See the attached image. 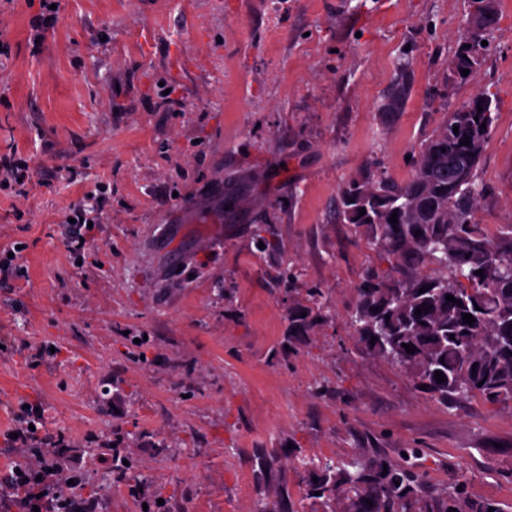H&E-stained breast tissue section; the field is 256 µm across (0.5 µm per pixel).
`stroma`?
I'll return each mask as SVG.
<instances>
[{
    "label": "stroma",
    "mask_w": 512,
    "mask_h": 512,
    "mask_svg": "<svg viewBox=\"0 0 512 512\" xmlns=\"http://www.w3.org/2000/svg\"><path fill=\"white\" fill-rule=\"evenodd\" d=\"M475 9L58 0L37 34L42 0H0V153L33 172L0 187V261L19 265L0 280V475L40 453L3 439L28 406L85 485L42 512H323L309 458L404 462L433 494L464 477L512 512V404H439L356 342L346 309L387 264L336 218L344 184L407 179L446 112L485 92L477 219L512 224V0L455 77ZM401 73L405 109L384 115ZM78 208L94 224L74 252ZM312 288L325 317L291 335ZM482 41L480 30L475 29L470 32L469 36L465 38L459 53L454 58L457 61L456 70H453L454 73L464 77L462 76L461 69H469V73H471L482 64L486 49L485 46L481 45ZM467 44H470L469 48H465ZM462 50H465L466 55L462 54Z\"/></svg>",
    "instance_id": "stroma-1"
}]
</instances>
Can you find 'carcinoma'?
<instances>
[{
	"label": "carcinoma",
	"mask_w": 512,
	"mask_h": 512,
	"mask_svg": "<svg viewBox=\"0 0 512 512\" xmlns=\"http://www.w3.org/2000/svg\"><path fill=\"white\" fill-rule=\"evenodd\" d=\"M481 42L479 30L470 32L455 73L482 64ZM408 98L409 87L397 80L381 111L402 112ZM493 123L492 99L474 95L469 110L447 113L419 144L408 179H352L336 206L338 219L390 264L388 273L368 270L355 288L347 313L353 336L447 406L476 398L512 402V224L490 231L476 220L488 193L480 169ZM467 137L470 144H462ZM394 212L395 224L389 222ZM448 294L456 302L447 301ZM422 307L428 312L415 314ZM465 313L475 322H464ZM404 343L415 346L414 353ZM437 371L445 381L437 382ZM313 468L308 496L321 492L327 512H337L341 500L345 512H502L492 499H469L463 483L445 495H427L422 478L403 465L371 460Z\"/></svg>",
	"instance_id": "obj_1"
}]
</instances>
